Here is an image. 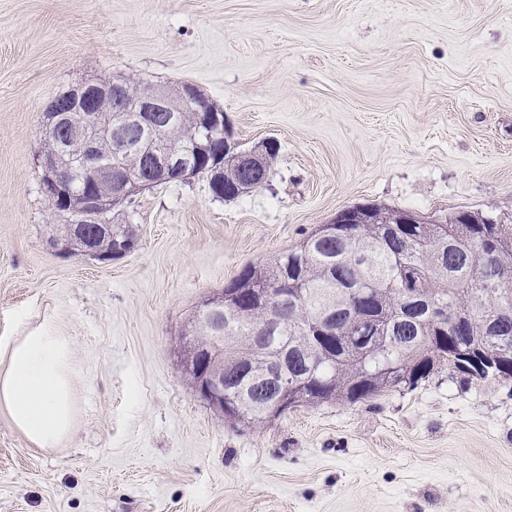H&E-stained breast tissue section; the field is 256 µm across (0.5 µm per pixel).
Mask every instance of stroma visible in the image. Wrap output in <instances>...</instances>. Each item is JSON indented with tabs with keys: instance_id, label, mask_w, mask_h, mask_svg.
<instances>
[{
	"instance_id": "35a3bbf8",
	"label": "stroma",
	"mask_w": 512,
	"mask_h": 512,
	"mask_svg": "<svg viewBox=\"0 0 512 512\" xmlns=\"http://www.w3.org/2000/svg\"><path fill=\"white\" fill-rule=\"evenodd\" d=\"M112 81L191 84L241 147L277 140L266 183L143 190L118 260L53 248L42 116ZM363 205L512 219V0H0V341L52 321L75 367L63 447L0 415V512H512V382L442 369L248 429L181 368L203 301Z\"/></svg>"
}]
</instances>
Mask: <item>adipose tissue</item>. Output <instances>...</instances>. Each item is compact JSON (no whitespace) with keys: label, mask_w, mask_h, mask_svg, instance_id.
<instances>
[{"label":"adipose tissue","mask_w":512,"mask_h":512,"mask_svg":"<svg viewBox=\"0 0 512 512\" xmlns=\"http://www.w3.org/2000/svg\"><path fill=\"white\" fill-rule=\"evenodd\" d=\"M73 343L52 322L0 342V414L32 448H58L74 428Z\"/></svg>","instance_id":"obj_1"}]
</instances>
